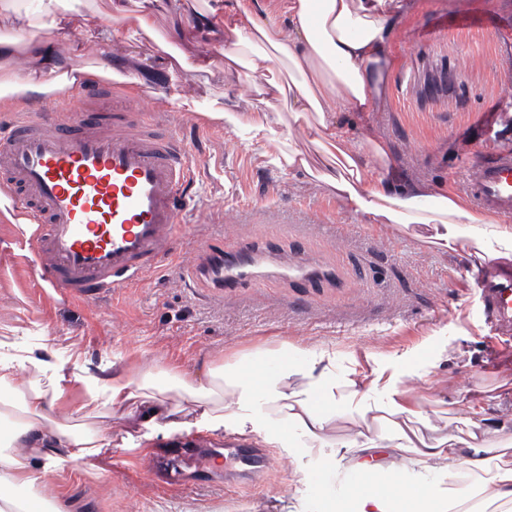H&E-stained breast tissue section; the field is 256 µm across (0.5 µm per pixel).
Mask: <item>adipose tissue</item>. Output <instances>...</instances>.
<instances>
[{
    "instance_id": "1",
    "label": "adipose tissue",
    "mask_w": 512,
    "mask_h": 512,
    "mask_svg": "<svg viewBox=\"0 0 512 512\" xmlns=\"http://www.w3.org/2000/svg\"><path fill=\"white\" fill-rule=\"evenodd\" d=\"M396 15L394 0H282L276 11L267 0H235L221 18L224 69L250 82L253 101L243 110L213 107L209 118L267 141L273 133L270 111L285 107L290 124L312 131L314 150L289 146L278 165L305 171L372 223L433 225L427 243L444 249L464 236L481 243L489 231L512 240L511 224L471 207L453 188L434 192L397 177L385 142L355 138L337 121L340 112L370 111L381 96L396 65L388 49ZM293 350L285 341L274 348L258 345L210 367L204 383L175 369L135 377L117 369L105 387L115 410L138 396L175 392L196 405L201 422L246 440L255 435L283 448L295 427L313 447L339 445L347 449L352 471L378 478L373 489L355 494L356 512H456L475 496L469 477L488 466L494 475L484 501L512 505V421L483 408L472 410L462 438L422 419L404 398L392 402L383 416L392 436L360 433L340 440L331 431L332 358L316 349L302 350L296 358ZM62 395L0 374V419L13 423L0 446V512H13L20 496L35 501L37 479L30 472L35 456L70 446L106 447V435H75L58 420ZM407 464L447 479L455 499H436L423 485L398 491Z\"/></svg>"
}]
</instances>
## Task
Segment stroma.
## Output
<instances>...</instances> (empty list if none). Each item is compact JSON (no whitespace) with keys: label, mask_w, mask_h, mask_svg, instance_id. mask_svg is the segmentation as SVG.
<instances>
[{"label":"stroma","mask_w":512,"mask_h":512,"mask_svg":"<svg viewBox=\"0 0 512 512\" xmlns=\"http://www.w3.org/2000/svg\"><path fill=\"white\" fill-rule=\"evenodd\" d=\"M406 2L390 36L397 65L382 96L371 111L338 118L352 135L386 140L398 172L436 191L457 186L474 154L512 151V0ZM484 12L493 22L483 36L444 27L457 15ZM63 25L66 35L53 47L66 68L95 71L84 47H102L114 69L135 74L130 90L145 107H157L156 121H176L191 148L209 159L180 226L182 258L239 235L275 257L317 256L338 279L246 285L227 297L153 277L97 301H55L35 287L21 257L24 225L0 211V369L43 386L46 377L25 357L45 355L67 377L62 411L71 424L112 436L111 449L99 455L61 448L36 458L40 492L60 512H329L334 502L354 512L342 448L311 447L295 428L287 447L271 449L261 487L229 485L224 474L234 464L220 454L206 474L170 486L164 463L225 434L195 428L193 403L173 392L161 399L180 407L191 431L147 425L137 399L109 418L86 415L83 404L106 401L90 377L113 365L133 375L176 366L201 382L210 362L285 340L335 357L337 435L358 429L348 385L359 377L367 380V405L403 394L451 434L463 431L472 406L512 418V361L503 360L478 294L483 269L512 261V246L489 237L480 249L463 240L454 252H437L417 239L425 225L366 223L305 174L271 165L263 145L203 111L214 99H247L242 80L224 70L223 36L188 38L165 50L112 21L107 0H89ZM181 95L196 99L199 110L177 109L173 100ZM290 224L299 231L284 236Z\"/></svg>","instance_id":"stroma-1"}]
</instances>
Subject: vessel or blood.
Here are the masks:
<instances>
[{"mask_svg":"<svg viewBox=\"0 0 512 512\" xmlns=\"http://www.w3.org/2000/svg\"><path fill=\"white\" fill-rule=\"evenodd\" d=\"M205 158L179 130L158 124L126 87L89 72L44 106L0 115V191L26 219L23 250L42 290L58 299L93 301L164 269L206 282L225 295L242 283L334 278L311 256L270 266L265 248L244 238L209 259L175 263V234ZM481 209L512 216V151L476 156L460 174ZM480 301L499 334H512V268L490 266ZM249 471L250 485L269 470L263 444L227 451Z\"/></svg>","mask_w":512,"mask_h":512,"instance_id":"1","label":"vessel or blood"}]
</instances>
